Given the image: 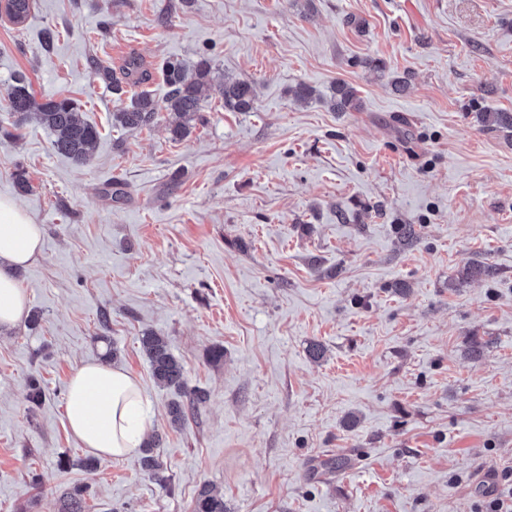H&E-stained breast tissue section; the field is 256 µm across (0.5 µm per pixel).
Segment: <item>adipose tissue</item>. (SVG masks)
I'll list each match as a JSON object with an SVG mask.
<instances>
[{
	"label": "adipose tissue",
	"instance_id": "obj_1",
	"mask_svg": "<svg viewBox=\"0 0 512 512\" xmlns=\"http://www.w3.org/2000/svg\"><path fill=\"white\" fill-rule=\"evenodd\" d=\"M42 252V231L12 200L0 198V328L19 323L27 295L12 277L14 268ZM66 417L82 447L123 457L136 453L149 424L139 382L125 369L98 362L81 366L70 378Z\"/></svg>",
	"mask_w": 512,
	"mask_h": 512
}]
</instances>
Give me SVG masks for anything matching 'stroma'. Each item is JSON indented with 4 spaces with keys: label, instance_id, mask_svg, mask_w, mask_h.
<instances>
[{
    "label": "stroma",
    "instance_id": "35a3bbf8",
    "mask_svg": "<svg viewBox=\"0 0 512 512\" xmlns=\"http://www.w3.org/2000/svg\"><path fill=\"white\" fill-rule=\"evenodd\" d=\"M132 56L150 78L115 95L94 68ZM204 56L253 82L256 111L209 90L183 139L166 112L113 126L132 96L165 98L159 64ZM20 73L97 126L89 163L7 112ZM339 81L359 111L332 109ZM301 83L319 98L296 103ZM483 108L512 113V0H36L23 23L0 16V197L43 230L13 272L35 319L0 331V512H60L84 484L89 512H191L204 485L229 512H486L512 466V130L483 127ZM148 329L208 395L178 427ZM111 359L141 385L166 485L69 430L70 376ZM327 455L348 467L311 471Z\"/></svg>",
    "mask_w": 512,
    "mask_h": 512
}]
</instances>
